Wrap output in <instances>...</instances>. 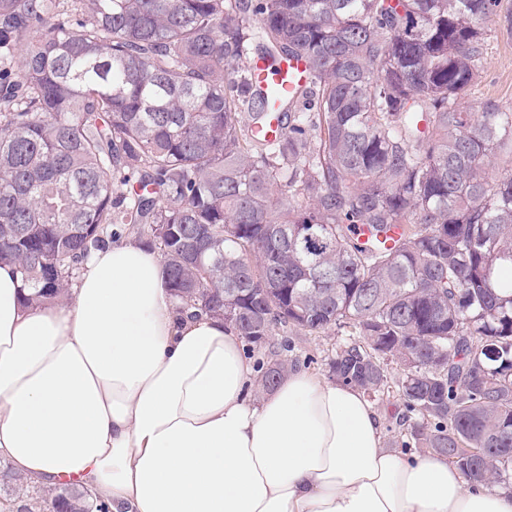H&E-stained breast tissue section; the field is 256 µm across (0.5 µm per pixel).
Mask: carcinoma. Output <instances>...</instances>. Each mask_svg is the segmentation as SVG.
Returning a JSON list of instances; mask_svg holds the SVG:
<instances>
[{"label":"carcinoma","mask_w":512,"mask_h":512,"mask_svg":"<svg viewBox=\"0 0 512 512\" xmlns=\"http://www.w3.org/2000/svg\"><path fill=\"white\" fill-rule=\"evenodd\" d=\"M499 5L0 0V264L26 301L64 300L129 230L182 311L268 349L257 392L297 368L275 329L349 328L331 377L374 399L395 362L415 447L473 487L508 482L512 105L460 102ZM256 56L310 78L281 96ZM11 507L112 501L38 485Z\"/></svg>","instance_id":"1"}]
</instances>
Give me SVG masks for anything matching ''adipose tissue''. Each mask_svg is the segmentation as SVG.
I'll return each mask as SVG.
<instances>
[{
	"label": "adipose tissue",
	"instance_id": "obj_1",
	"mask_svg": "<svg viewBox=\"0 0 512 512\" xmlns=\"http://www.w3.org/2000/svg\"><path fill=\"white\" fill-rule=\"evenodd\" d=\"M237 332L181 314L158 254L128 239L68 300L27 306L0 265V460L112 512H512L445 457L383 444L362 391L299 369L247 387Z\"/></svg>",
	"mask_w": 512,
	"mask_h": 512
}]
</instances>
